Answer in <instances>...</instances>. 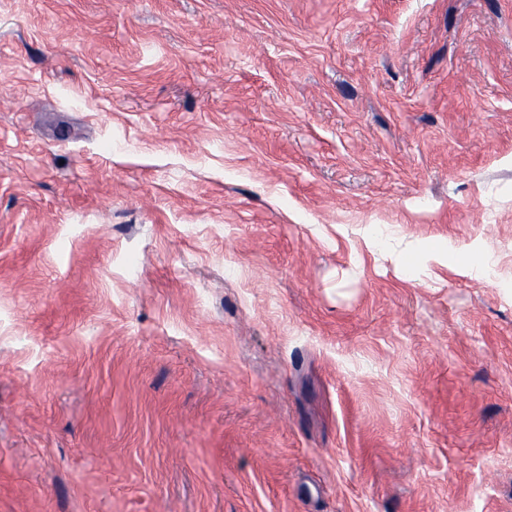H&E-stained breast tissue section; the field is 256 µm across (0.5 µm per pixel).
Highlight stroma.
<instances>
[{"label":"stroma","mask_w":512,"mask_h":512,"mask_svg":"<svg viewBox=\"0 0 512 512\" xmlns=\"http://www.w3.org/2000/svg\"><path fill=\"white\" fill-rule=\"evenodd\" d=\"M0 512H512V0H0Z\"/></svg>","instance_id":"stroma-1"}]
</instances>
